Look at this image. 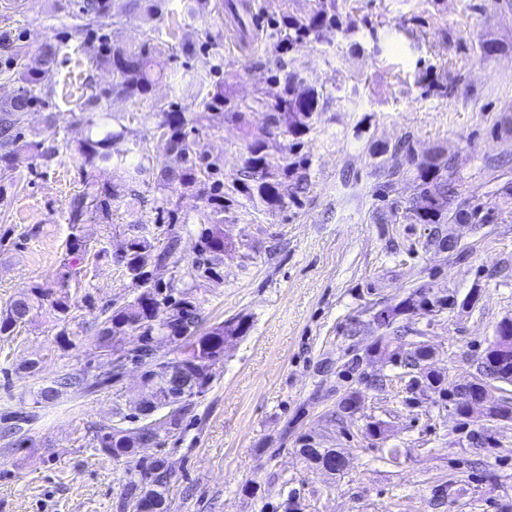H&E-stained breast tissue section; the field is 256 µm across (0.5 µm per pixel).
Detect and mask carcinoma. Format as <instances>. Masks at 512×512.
Here are the masks:
<instances>
[{
	"instance_id": "carcinoma-1",
	"label": "carcinoma",
	"mask_w": 512,
	"mask_h": 512,
	"mask_svg": "<svg viewBox=\"0 0 512 512\" xmlns=\"http://www.w3.org/2000/svg\"><path fill=\"white\" fill-rule=\"evenodd\" d=\"M164 2L166 0H125L124 9L132 13L144 12L153 18L162 12ZM111 8L113 0H82L81 4L82 14L90 20L110 15ZM230 10L242 37H250V5L232 3ZM336 27V0H318L317 7L305 17L284 14L281 20L274 21L266 32V41L282 54L310 36L329 42ZM154 39L156 36L151 35L139 48L127 49L112 46L105 35L98 36L95 62L112 72V84L84 97L79 104L82 110L79 120L87 126L88 135L79 142L76 152L84 171L111 168L120 173V181L69 199L71 233L67 249L77 260H83L85 243L81 225L89 214L109 218L112 203L134 192V185L157 170L158 189L196 191L206 201L210 216L198 235V257L191 266L164 282L159 270L168 269L169 260L178 251L180 236L172 234L167 238L155 255V266L151 267L145 260L154 251V244L147 225H140L141 234L129 241L117 259L132 283L134 295L125 303L104 310V317L92 336L80 335L66 326L72 306L66 291L52 294L31 286L5 303L0 308V338L15 335L19 328L31 322L33 313L44 309L62 324L58 334L61 346L89 347L96 356L110 357L112 369L91 377L70 373L59 376L33 394L29 409L7 407L0 411V434L11 432L14 421L21 417L32 422L38 420L39 409L53 404L63 394L89 395L117 383L120 366L128 357L144 368L146 378L156 387L159 404L166 401L168 387L158 376L169 369L183 371V380L196 389L192 397L205 394L214 378L212 366L224 358V340L229 336H242L248 330L242 320L233 318L201 330L194 290L204 281L222 278L219 259L234 244L233 236L224 229V215L245 201L254 207L260 205L269 209L284 206L282 186L292 177L296 180V189H304L308 160L300 155L302 139L313 128L322 94L304 84L291 61L282 58L277 61V71L284 73V88L272 103L261 97L249 102L227 94L218 67L186 70L174 83L173 92L190 101L195 111L163 110L158 113L152 136L156 147L146 142L134 148L125 146L126 126L116 122L110 112L99 108L100 101L112 95L139 99L152 94L156 81L151 57ZM60 52V44L45 43L36 65L20 72L21 86L17 93L0 99V162L6 170L14 169L22 150L45 161L57 153L56 146L43 139L25 140L21 124L23 114L34 104L55 96L54 67ZM247 112L258 115L259 126L244 127L246 157L240 176L226 188L220 160L200 151L192 134L206 122L216 119L222 122L226 118L240 121ZM278 131L290 136L291 141L277 140ZM277 153L281 155L279 164L274 162ZM446 170L448 161L441 157L419 163L418 176L423 189L420 200L412 207L415 223L446 224L450 218L462 223L477 218L476 209L452 212L447 208L448 198L457 191L448 184ZM406 303L410 309L430 303L441 312L448 306V299L440 296L431 299L416 290ZM127 334L137 337L138 347L128 350L122 345L123 336ZM166 337L180 348L181 356L160 362L151 353V344ZM136 415L135 411L126 413L116 409L112 423L96 431L95 450L127 460L123 495L118 505L120 512H170L171 470L167 460L139 455L141 448L161 445L162 436L127 432L126 423Z\"/></svg>"
}]
</instances>
